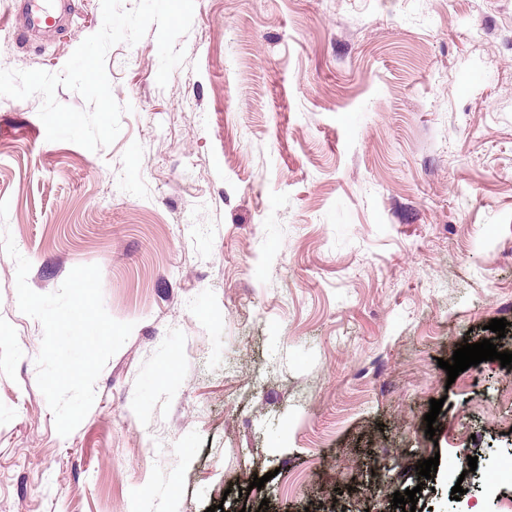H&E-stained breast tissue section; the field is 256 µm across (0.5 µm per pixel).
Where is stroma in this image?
Here are the masks:
<instances>
[{"label":"stroma","instance_id":"obj_1","mask_svg":"<svg viewBox=\"0 0 512 512\" xmlns=\"http://www.w3.org/2000/svg\"><path fill=\"white\" fill-rule=\"evenodd\" d=\"M13 2L0 68L61 73L102 26L70 0L22 45ZM176 46L163 88L156 27L108 51L127 111L94 151L0 97L29 286L98 265L134 325L60 436L0 251V512H398L414 487L415 512H512L511 482L462 475L512 467V369L437 364L494 318L512 352V0H195Z\"/></svg>","mask_w":512,"mask_h":512}]
</instances>
